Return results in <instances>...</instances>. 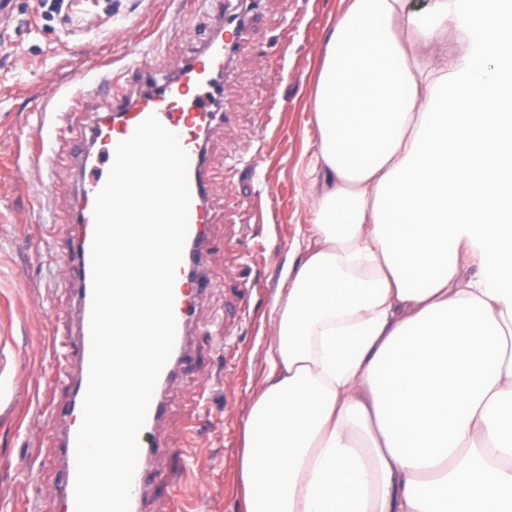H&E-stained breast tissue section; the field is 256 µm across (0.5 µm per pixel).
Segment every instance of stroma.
I'll use <instances>...</instances> for the list:
<instances>
[{"mask_svg": "<svg viewBox=\"0 0 512 512\" xmlns=\"http://www.w3.org/2000/svg\"><path fill=\"white\" fill-rule=\"evenodd\" d=\"M223 6L224 0H64L48 18L38 0H10L0 10V331L26 355L15 413L0 417V512H34L38 488L54 478L51 449L31 455L25 432L46 393L30 376L50 365V337L31 303L53 300L46 253L54 244L36 243L35 225L39 208L65 212L71 197L64 191L45 199L37 176L18 180L16 167L30 154L24 136L74 94L94 111L102 79L122 76L134 63L132 44L147 49V62L173 72ZM341 11V0H263L251 44L224 86L236 116L216 126L210 150L241 159L231 183L215 190L209 270L218 287L195 315L200 356L218 382L203 392L195 374L181 377L171 392V444L179 442L185 402L204 394L190 463H154L157 485L177 484L189 494L204 483L196 512H242L243 425L268 372L273 299L296 256L297 232L312 219L314 192L304 175L315 142L311 102L326 36ZM77 71L85 73L83 83L74 82ZM269 97L277 106L265 126L259 110ZM256 198L264 201L259 214L247 206ZM259 243L263 261L247 263ZM215 337L223 338V350L212 349Z\"/></svg>", "mask_w": 512, "mask_h": 512, "instance_id": "35a3bbf8", "label": "stroma"}]
</instances>
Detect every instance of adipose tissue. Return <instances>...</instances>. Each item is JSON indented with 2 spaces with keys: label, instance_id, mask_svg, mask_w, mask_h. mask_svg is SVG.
I'll use <instances>...</instances> for the list:
<instances>
[{
  "label": "adipose tissue",
  "instance_id": "1",
  "mask_svg": "<svg viewBox=\"0 0 512 512\" xmlns=\"http://www.w3.org/2000/svg\"><path fill=\"white\" fill-rule=\"evenodd\" d=\"M343 2L245 512H512V0Z\"/></svg>",
  "mask_w": 512,
  "mask_h": 512
}]
</instances>
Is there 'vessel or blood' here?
Listing matches in <instances>:
<instances>
[{"mask_svg":"<svg viewBox=\"0 0 512 512\" xmlns=\"http://www.w3.org/2000/svg\"><path fill=\"white\" fill-rule=\"evenodd\" d=\"M258 0H233L211 25L209 36L198 51L176 72L160 74L157 67L141 64L128 85L114 84L103 100L102 114L91 142L73 148L65 135L69 115L80 104L72 98L66 111L57 113V126L37 128L32 145L39 156L41 188L52 195L65 184L77 183L76 202L65 217L66 236L50 255L54 278L61 293L48 308L52 322L51 362L53 376L48 387H62V394L45 400L26 425L29 435L54 450L59 469L46 490L47 505L62 512H76V440L83 421V402L89 384L91 360V312L93 273L91 250L95 234L94 209L105 186L119 143L130 139L149 117L178 137L186 152L190 201L188 231L182 257L175 269L173 314L175 339L152 394L144 425L138 435L139 452L130 490L129 512H150L154 493L169 498L176 512H190L179 487L153 489L150 469L154 459L180 458L182 449L165 441L161 429L171 412L168 389L186 368L198 371L202 386L212 381L203 369L193 340V316L203 296L214 286L206 272L213 222L212 198L224 181V163L208 152L215 129L219 81L233 67L248 40L251 14Z\"/></svg>","mask_w":512,"mask_h":512,"instance_id":"b4317fda","label":"vessel or blood"}]
</instances>
